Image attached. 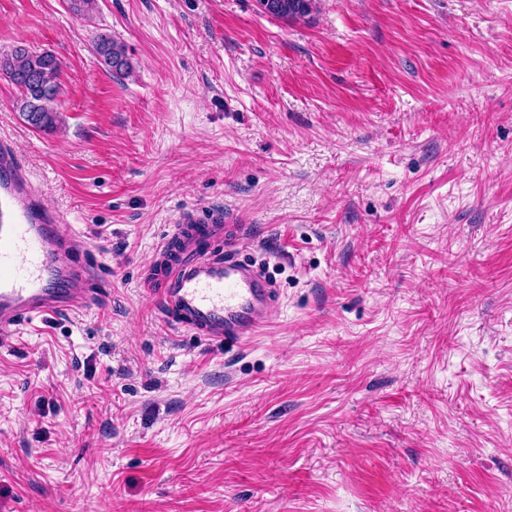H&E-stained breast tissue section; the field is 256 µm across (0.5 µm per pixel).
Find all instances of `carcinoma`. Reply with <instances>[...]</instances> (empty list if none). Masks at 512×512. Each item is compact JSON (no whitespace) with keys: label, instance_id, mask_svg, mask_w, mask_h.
Returning a JSON list of instances; mask_svg holds the SVG:
<instances>
[{"label":"carcinoma","instance_id":"obj_1","mask_svg":"<svg viewBox=\"0 0 512 512\" xmlns=\"http://www.w3.org/2000/svg\"><path fill=\"white\" fill-rule=\"evenodd\" d=\"M259 10L270 16L297 20L310 15L315 0H256ZM94 49L102 64L117 74H127L131 69L126 47L101 32L94 39ZM60 60L51 53H36L23 45H14L0 53V74L9 78L20 92L16 107L25 121L35 129L51 130L59 122L57 97L59 95ZM23 74L38 77L35 83L18 79Z\"/></svg>","mask_w":512,"mask_h":512}]
</instances>
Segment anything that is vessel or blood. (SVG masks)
Returning <instances> with one entry per match:
<instances>
[{
  "label": "vessel or blood",
  "mask_w": 512,
  "mask_h": 512,
  "mask_svg": "<svg viewBox=\"0 0 512 512\" xmlns=\"http://www.w3.org/2000/svg\"><path fill=\"white\" fill-rule=\"evenodd\" d=\"M44 205L14 149L0 142V343L22 327L87 311L99 299L89 268L71 264L72 236ZM242 227L222 211H182L155 251L147 285L170 326L217 345L257 335L274 290L236 259L214 255L238 243Z\"/></svg>",
  "instance_id": "vessel-or-blood-1"
}]
</instances>
